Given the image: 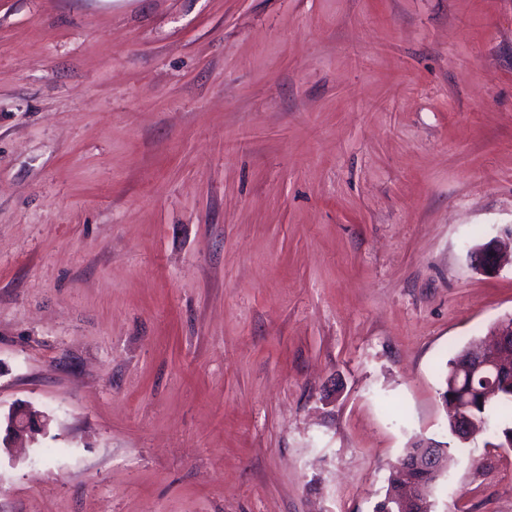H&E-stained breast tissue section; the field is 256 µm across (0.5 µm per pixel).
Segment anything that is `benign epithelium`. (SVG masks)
<instances>
[{
  "label": "benign epithelium",
  "instance_id": "obj_1",
  "mask_svg": "<svg viewBox=\"0 0 512 512\" xmlns=\"http://www.w3.org/2000/svg\"><path fill=\"white\" fill-rule=\"evenodd\" d=\"M472 266L484 274H495L502 264V248L498 239L492 238L477 245L469 253ZM491 335L494 339L483 344L477 349L476 354L466 362V365L456 372V377L468 376L480 377L485 385L483 397L489 398L498 392L497 379L505 374L512 375V315L500 319L492 328ZM472 396L456 386L453 402L442 398L443 406L450 407L454 418L458 421L465 417L464 410L470 407ZM35 418L37 415L28 411H17L8 417L7 431L11 435H22L36 430ZM422 447L431 449V453L425 459V464L437 469L443 460L447 459L442 445L438 443H424ZM391 500L397 504V510L386 512H428L424 501L419 497L417 487L413 481L405 476L402 483L394 492Z\"/></svg>",
  "mask_w": 512,
  "mask_h": 512
}]
</instances>
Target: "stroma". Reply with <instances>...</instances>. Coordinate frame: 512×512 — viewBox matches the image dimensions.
Returning <instances> with one entry per match:
<instances>
[{"mask_svg":"<svg viewBox=\"0 0 512 512\" xmlns=\"http://www.w3.org/2000/svg\"><path fill=\"white\" fill-rule=\"evenodd\" d=\"M512 0H0V512H512L439 371L512 313ZM472 266L484 274H495L502 264V248L497 238L477 245L469 253ZM417 446H420V442H416L413 451L406 454L395 466L392 467L385 496L376 506V512H383L385 510V502L399 484L402 468L408 470L414 478L415 483L426 494L429 500L438 489L441 480V472L415 468V459L416 456L424 450V448H432L431 453L426 457L424 463L434 469H439L443 460L447 459L443 449L440 448H447V446L433 442L422 443L420 448H417ZM450 449L451 448H447L448 455L450 453ZM399 464H401V468L399 467ZM397 504V510L387 506L386 512H429L419 497L417 487L408 476H403L402 483L389 499Z\"/></svg>","mask_w":512,"mask_h":512,"instance_id":"1","label":"stroma"}]
</instances>
